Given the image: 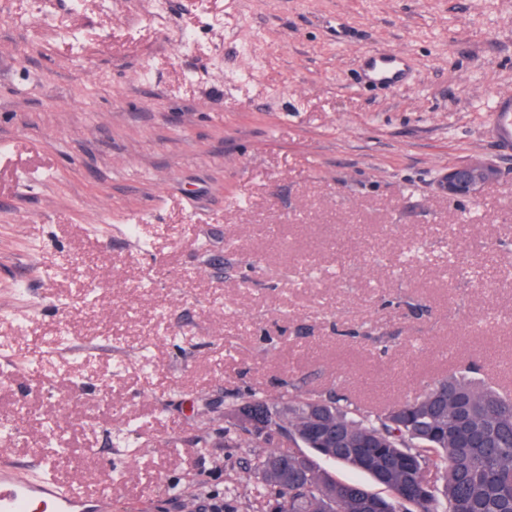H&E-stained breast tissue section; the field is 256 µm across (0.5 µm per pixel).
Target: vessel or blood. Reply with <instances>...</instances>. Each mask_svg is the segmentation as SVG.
Listing matches in <instances>:
<instances>
[{"instance_id":"obj_1","label":"vessel or blood","mask_w":512,"mask_h":512,"mask_svg":"<svg viewBox=\"0 0 512 512\" xmlns=\"http://www.w3.org/2000/svg\"><path fill=\"white\" fill-rule=\"evenodd\" d=\"M363 71L369 80L395 89L406 79L396 51L365 53ZM491 120L498 145L505 150L512 148L511 94L495 95ZM92 499V494L61 482L49 459H42L38 475L31 477L8 465L0 467V512H73L74 507Z\"/></svg>"}]
</instances>
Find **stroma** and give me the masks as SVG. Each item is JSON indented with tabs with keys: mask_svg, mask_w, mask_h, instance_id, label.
I'll return each mask as SVG.
<instances>
[{
	"mask_svg": "<svg viewBox=\"0 0 512 512\" xmlns=\"http://www.w3.org/2000/svg\"><path fill=\"white\" fill-rule=\"evenodd\" d=\"M110 2L0 0V449L107 512H257L225 397L512 392V0ZM396 51L368 52L363 56V71L369 80L392 88L405 84L406 72ZM491 120L497 132L496 142L503 150L512 148V95L494 96ZM499 177L500 169L494 162H470L448 168L439 176L437 187L448 201L474 200Z\"/></svg>",
	"mask_w": 512,
	"mask_h": 512,
	"instance_id": "1",
	"label": "stroma"
}]
</instances>
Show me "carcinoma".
<instances>
[{
    "label": "carcinoma",
    "instance_id": "obj_1",
    "mask_svg": "<svg viewBox=\"0 0 512 512\" xmlns=\"http://www.w3.org/2000/svg\"><path fill=\"white\" fill-rule=\"evenodd\" d=\"M244 402L279 418L295 444L254 464L255 497L275 512H512V398L470 370L378 415L310 393L251 394L229 415ZM322 460L369 475L386 494L335 478Z\"/></svg>",
    "mask_w": 512,
    "mask_h": 512
}]
</instances>
